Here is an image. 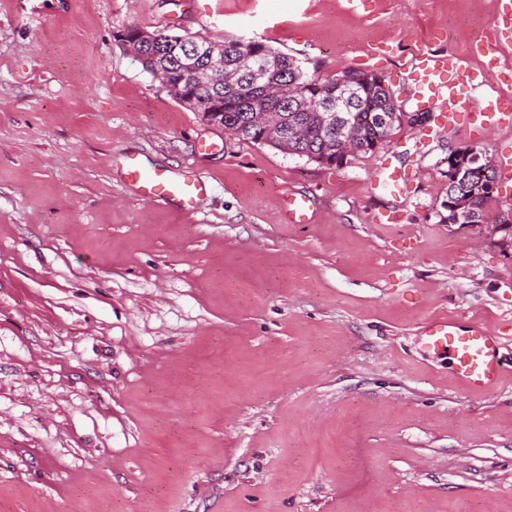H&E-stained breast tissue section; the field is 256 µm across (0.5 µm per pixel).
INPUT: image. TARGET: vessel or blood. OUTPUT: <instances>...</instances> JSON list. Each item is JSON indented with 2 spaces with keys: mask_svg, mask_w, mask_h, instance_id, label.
Returning a JSON list of instances; mask_svg holds the SVG:
<instances>
[{
  "mask_svg": "<svg viewBox=\"0 0 512 512\" xmlns=\"http://www.w3.org/2000/svg\"><path fill=\"white\" fill-rule=\"evenodd\" d=\"M490 76L489 69L466 65L457 56L425 54L409 73L411 95L418 107L439 111L445 125L452 127L468 106L470 94L489 87ZM480 118L482 124L511 129L512 104L504 107L488 101ZM121 165L128 182L149 202L194 212L205 204L211 191L208 177L190 167L178 171L150 169L134 155L124 156ZM281 211L289 224L310 220V206L302 196H288ZM421 341L426 349L447 354L454 377L467 388L487 392L504 376L501 344L479 325L432 319L423 326Z\"/></svg>",
  "mask_w": 512,
  "mask_h": 512,
  "instance_id": "vessel-or-blood-1",
  "label": "vessel or blood"
}]
</instances>
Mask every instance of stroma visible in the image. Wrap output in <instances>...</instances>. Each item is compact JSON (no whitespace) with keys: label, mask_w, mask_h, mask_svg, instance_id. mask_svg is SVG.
<instances>
[{"label":"stroma","mask_w":512,"mask_h":512,"mask_svg":"<svg viewBox=\"0 0 512 512\" xmlns=\"http://www.w3.org/2000/svg\"><path fill=\"white\" fill-rule=\"evenodd\" d=\"M42 2L0 0V503L512 512V131L434 115L322 166L207 123L115 39H259L324 78L381 75L412 114V60L481 64L496 0ZM474 147L496 202L451 224L448 157ZM129 153L205 173L210 198L146 202ZM386 167L406 176L399 196L370 191ZM290 194L309 223H283ZM436 318L499 340L495 389L423 346Z\"/></svg>","instance_id":"stroma-1"}]
</instances>
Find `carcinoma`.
Here are the masks:
<instances>
[{
    "instance_id": "cac0c4a2",
    "label": "carcinoma",
    "mask_w": 512,
    "mask_h": 512,
    "mask_svg": "<svg viewBox=\"0 0 512 512\" xmlns=\"http://www.w3.org/2000/svg\"><path fill=\"white\" fill-rule=\"evenodd\" d=\"M137 30L130 26L124 33L143 68L153 75L165 73L172 86L168 93L184 108L201 113L203 119H208V112L218 111L220 124L242 141L333 166L340 164V139H353L351 155H367L383 146L393 130L401 126L399 105L390 90L375 79L361 80L363 71L346 69L322 78L308 71L296 57L264 41L230 39L224 41V68L238 71L237 82L216 81L200 86L185 69V51L204 45L205 38L162 29L155 31V42L145 44L136 40ZM250 55L264 62L267 81L293 85L302 94L300 100L265 97L246 68ZM338 76L355 89L354 103L341 113L342 124L335 139L330 140L324 126L325 107L336 100ZM262 112L280 113L283 131L264 133ZM480 155L482 150L478 149L448 157V209L468 213L473 224L484 223L489 206L495 202L494 192L489 189L495 172L489 164L476 160Z\"/></svg>"
}]
</instances>
